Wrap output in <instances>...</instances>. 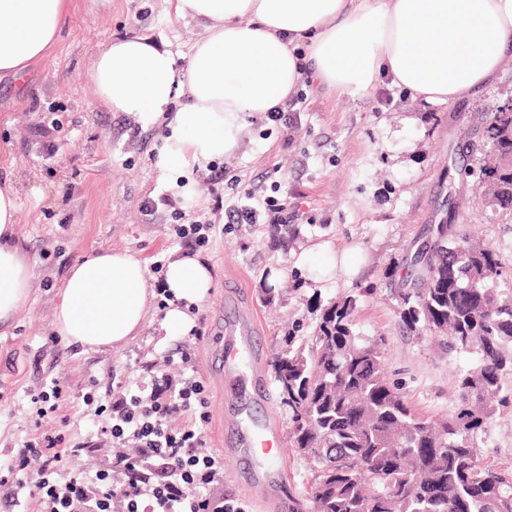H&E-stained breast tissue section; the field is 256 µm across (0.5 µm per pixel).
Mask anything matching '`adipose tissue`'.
<instances>
[{
    "label": "adipose tissue",
    "instance_id": "adipose-tissue-1",
    "mask_svg": "<svg viewBox=\"0 0 512 512\" xmlns=\"http://www.w3.org/2000/svg\"><path fill=\"white\" fill-rule=\"evenodd\" d=\"M178 18L205 33L179 63L168 44L133 35L96 57L99 102L135 123L166 129L160 165L169 180L237 152L247 119L296 93L305 78L364 95L389 79L414 104H452L492 84L512 60V0H173ZM71 0H0V79L24 80L45 60ZM19 198L0 182V323L31 295L15 244ZM208 262L169 259L172 295L163 323L191 331V306L212 286ZM147 268L130 252L104 250L74 265L53 309L61 338L85 349H118L142 329Z\"/></svg>",
    "mask_w": 512,
    "mask_h": 512
}]
</instances>
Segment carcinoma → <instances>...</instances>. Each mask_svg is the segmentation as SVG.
Here are the masks:
<instances>
[{
	"label": "carcinoma",
	"instance_id": "1",
	"mask_svg": "<svg viewBox=\"0 0 512 512\" xmlns=\"http://www.w3.org/2000/svg\"><path fill=\"white\" fill-rule=\"evenodd\" d=\"M470 147L481 203L512 220V112L477 126ZM400 278L407 330L444 340L448 352L477 355L461 372L457 412L432 422L414 412L385 376L382 340L355 335L356 299L325 308L311 342L293 337L274 357L291 443L314 462L312 512H512V466L484 463L473 437L498 407L512 376V288L497 253L473 241L450 211Z\"/></svg>",
	"mask_w": 512,
	"mask_h": 512
}]
</instances>
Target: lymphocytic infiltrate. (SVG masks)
Wrapping results in <instances>:
<instances>
[{
	"mask_svg": "<svg viewBox=\"0 0 512 512\" xmlns=\"http://www.w3.org/2000/svg\"><path fill=\"white\" fill-rule=\"evenodd\" d=\"M213 198L230 224H276L288 208L287 200L274 197L263 198L257 208L225 207L219 191ZM167 363L149 385L127 389L112 407L105 432L118 445H132L133 453L65 476L59 455H41L29 442L0 467L20 473L30 456H42L36 483L40 512H243L212 496L224 479V460L204 439L208 399L190 351L178 346Z\"/></svg>",
	"mask_w": 512,
	"mask_h": 512,
	"instance_id": "f902f5d3",
	"label": "lymphocytic infiltrate"
}]
</instances>
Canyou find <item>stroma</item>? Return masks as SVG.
Listing matches in <instances>:
<instances>
[{
    "mask_svg": "<svg viewBox=\"0 0 512 512\" xmlns=\"http://www.w3.org/2000/svg\"><path fill=\"white\" fill-rule=\"evenodd\" d=\"M203 34V23L176 18L169 0H71L48 58L24 82L0 81V181L10 180L19 193L17 244L33 282L26 304L0 325V458L46 436H62L68 446L88 440L89 422L96 409L112 404L118 382L148 379L165 368L166 352L180 343L189 347L207 390V444L220 449L239 418L240 397L232 379L212 365L205 339L231 310L249 322L264 352L259 377L266 402L257 415L276 422L283 437L279 454L265 465L280 480L269 488L255 485L242 460L228 453L224 480L212 493L244 512H286L292 497L309 512L312 464L291 450L288 409L272 359L283 336L291 332L306 340L326 307L352 296L356 334L384 337L387 374L401 383L412 409L435 421L455 415L458 373L476 356L442 354L430 335L406 331L394 271L413 261L428 225L452 209L512 274V224L487 219L477 192L459 197L448 181L449 171L462 167L481 118L512 95V61L495 84L450 106L411 104L386 80L361 97L305 82L297 131L287 132L267 114L253 115L234 157L187 173L199 189L188 201L157 165L159 129L107 111L90 72L97 54L116 38L165 41L184 63ZM218 170L232 180L224 188L228 207L245 204L241 183L264 197L278 188L288 192L296 202L288 222L298 234L281 243L269 225L225 223L209 191ZM147 199L159 203L148 216L141 210ZM178 220L220 227L198 251L211 267L213 285L193 316V332L170 335L162 324L164 298L155 294L139 336L120 349L85 350L56 336L53 308L74 264L107 249L127 250L149 266L167 261L185 250L172 230ZM319 243L356 252L357 274L349 278L336 270L315 281L298 258ZM276 271L283 277L269 299L263 290ZM53 379L64 398L55 412L37 418L31 398ZM87 394L93 404L84 403ZM474 444L480 459L512 463V409L498 410Z\"/></svg>",
    "mask_w": 512,
    "mask_h": 512,
    "instance_id": "35a3bbf8",
    "label": "stroma"
}]
</instances>
